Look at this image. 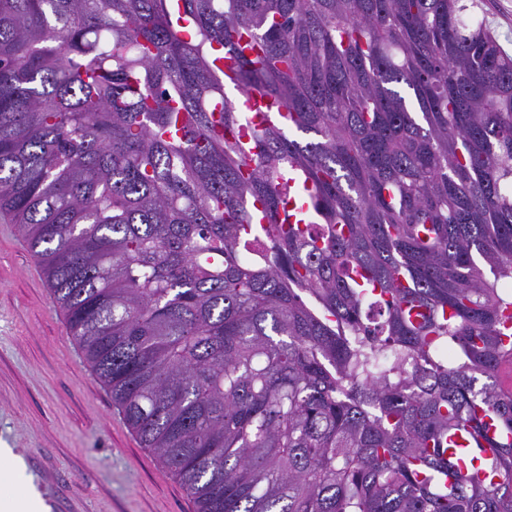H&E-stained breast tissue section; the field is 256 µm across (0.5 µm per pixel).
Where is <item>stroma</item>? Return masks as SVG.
<instances>
[{"instance_id":"obj_1","label":"stroma","mask_w":512,"mask_h":512,"mask_svg":"<svg viewBox=\"0 0 512 512\" xmlns=\"http://www.w3.org/2000/svg\"><path fill=\"white\" fill-rule=\"evenodd\" d=\"M512 54V0H473ZM22 458L49 512H195L141 447L67 332L42 271L0 216V448Z\"/></svg>"}]
</instances>
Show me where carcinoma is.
Masks as SVG:
<instances>
[{
  "instance_id": "cac0c4a2",
  "label": "carcinoma",
  "mask_w": 512,
  "mask_h": 512,
  "mask_svg": "<svg viewBox=\"0 0 512 512\" xmlns=\"http://www.w3.org/2000/svg\"><path fill=\"white\" fill-rule=\"evenodd\" d=\"M0 214L196 512H512V56L464 0H0Z\"/></svg>"
}]
</instances>
